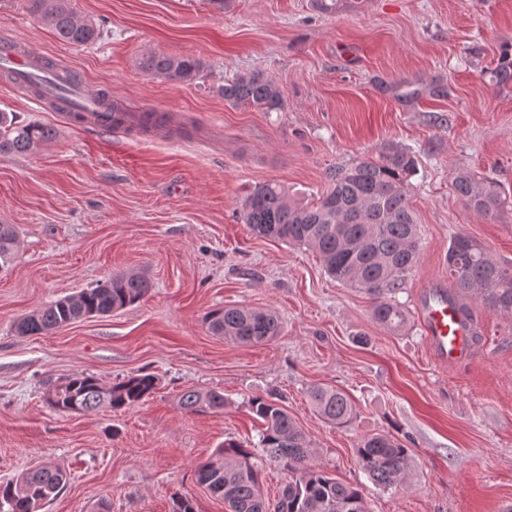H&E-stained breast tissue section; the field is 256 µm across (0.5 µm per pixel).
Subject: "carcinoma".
<instances>
[{
	"label": "carcinoma",
	"mask_w": 512,
	"mask_h": 512,
	"mask_svg": "<svg viewBox=\"0 0 512 512\" xmlns=\"http://www.w3.org/2000/svg\"><path fill=\"white\" fill-rule=\"evenodd\" d=\"M72 0H26L28 12L55 35L73 45L85 46L101 38L100 27L79 18ZM142 70L178 84L194 81L201 69L192 57L148 54ZM499 87L512 85V54L505 51L491 71ZM381 90L404 104L423 97L448 95V86L432 80L402 79L381 84ZM224 100L266 112L283 106V91L262 74L242 75L221 88ZM53 127L21 123L13 112L0 111V154L35 151L51 142ZM415 155L388 145L376 156L364 155L336 171L332 186L317 202L304 204L277 182L256 185L244 198L242 221L262 236L313 248L327 275L336 282L358 288L373 301L374 320L399 332L408 323L397 299L419 261L420 229L407 198L410 177L416 171ZM452 185L466 208L485 219L504 205L500 185L468 169L453 173ZM17 231L0 224V270L13 260ZM448 283L461 302L460 313L473 319L472 305L512 315V260L494 256L480 241L458 233L445 255ZM150 291L149 279L140 274L113 276L75 296H66L37 308L15 324L20 335H39L88 317L108 316L134 305ZM208 328L241 343H263L280 332L272 312L244 306L212 310ZM158 385L152 374H134L108 388L90 375L75 373L54 387L53 408L60 412L88 413L105 405L114 411L129 409L151 395ZM308 396L314 410L338 428L349 426L354 409L339 388L316 385ZM180 403L190 413L224 408V395L208 390H188ZM252 412L262 422L259 448L266 461L279 466L288 482L273 500L264 497L262 464L254 449L226 440L213 457L195 469L196 483L224 500L232 512H371L362 490L332 478L314 462L315 451L298 422L273 397L251 400ZM358 468L376 486H403L411 450L390 433L362 437L354 448ZM67 483V473L44 462L16 477L0 482V512H39Z\"/></svg>",
	"instance_id": "carcinoma-1"
}]
</instances>
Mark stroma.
I'll return each mask as SVG.
<instances>
[{"mask_svg": "<svg viewBox=\"0 0 512 512\" xmlns=\"http://www.w3.org/2000/svg\"><path fill=\"white\" fill-rule=\"evenodd\" d=\"M72 6L101 23L96 45L63 43L23 0H0V36L171 121L158 133L82 129L0 75V110L57 132L39 151L0 155V218L19 232L0 272V481L51 461L68 482L41 512H170L181 495L196 512H228L195 468L224 441L257 445L250 401L273 396L314 442L316 464L359 485L372 512H512V317L476 309L474 351L449 366L431 354L418 314L424 290L448 280L456 233L512 259V85L490 80L512 49V0H361L333 16L310 0ZM152 52L200 60L198 78L148 76L139 62ZM252 72L281 88V109L225 101L224 83ZM404 78L443 79L449 95L406 107L379 92ZM389 144L417 156L407 192L420 254L399 295L409 312L400 333L376 323L369 296L330 279L315 252L240 219L256 184L313 201L330 169ZM462 168L503 187L495 219L454 194ZM122 273L151 282L135 305L44 335L15 332L32 310ZM225 306L271 311L281 332L262 344L215 335L203 318ZM77 372L106 387L150 373L158 386L126 410L56 411L54 386ZM315 384L349 394L350 427L312 410ZM188 389L223 393V409L183 410ZM387 431L412 454L409 485L388 491L353 455L362 436Z\"/></svg>", "mask_w": 512, "mask_h": 512, "instance_id": "1", "label": "stroma"}]
</instances>
